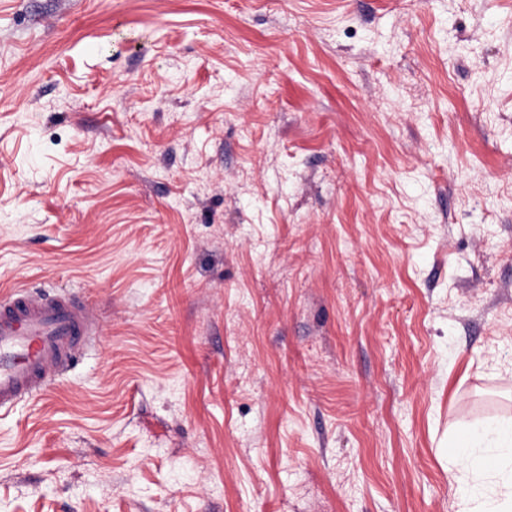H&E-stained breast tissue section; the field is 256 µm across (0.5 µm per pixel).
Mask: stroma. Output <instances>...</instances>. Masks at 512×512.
I'll list each match as a JSON object with an SVG mask.
<instances>
[{
	"mask_svg": "<svg viewBox=\"0 0 512 512\" xmlns=\"http://www.w3.org/2000/svg\"><path fill=\"white\" fill-rule=\"evenodd\" d=\"M101 331L0 512H457L512 416V0H0V286Z\"/></svg>",
	"mask_w": 512,
	"mask_h": 512,
	"instance_id": "stroma-1",
	"label": "stroma"
}]
</instances>
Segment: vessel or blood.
I'll list each match as a JSON object with an SVG mask.
<instances>
[{
    "label": "vessel or blood",
    "instance_id": "1",
    "mask_svg": "<svg viewBox=\"0 0 512 512\" xmlns=\"http://www.w3.org/2000/svg\"><path fill=\"white\" fill-rule=\"evenodd\" d=\"M98 323L67 294L36 297L17 287L0 295V410L41 397L73 363Z\"/></svg>",
    "mask_w": 512,
    "mask_h": 512
}]
</instances>
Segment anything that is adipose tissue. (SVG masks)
I'll use <instances>...</instances> for the list:
<instances>
[{"instance_id": "ef3b65f1", "label": "adipose tissue", "mask_w": 512, "mask_h": 512, "mask_svg": "<svg viewBox=\"0 0 512 512\" xmlns=\"http://www.w3.org/2000/svg\"><path fill=\"white\" fill-rule=\"evenodd\" d=\"M448 469L469 483L459 512H512V417L459 429L448 442Z\"/></svg>"}]
</instances>
